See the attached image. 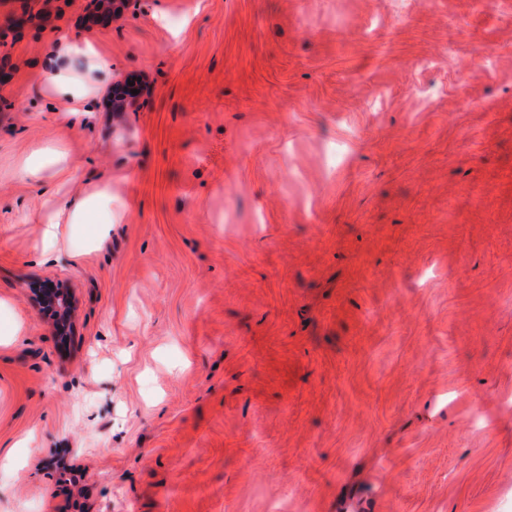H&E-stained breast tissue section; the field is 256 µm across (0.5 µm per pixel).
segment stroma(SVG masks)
<instances>
[{"label": "stroma", "instance_id": "35a3bbf8", "mask_svg": "<svg viewBox=\"0 0 512 512\" xmlns=\"http://www.w3.org/2000/svg\"><path fill=\"white\" fill-rule=\"evenodd\" d=\"M93 2L0 49V512H512V0ZM62 33L127 112L55 121ZM51 141L119 209L56 264Z\"/></svg>", "mask_w": 512, "mask_h": 512}]
</instances>
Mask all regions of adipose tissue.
Returning <instances> with one entry per match:
<instances>
[{
	"instance_id": "adipose-tissue-1",
	"label": "adipose tissue",
	"mask_w": 512,
	"mask_h": 512,
	"mask_svg": "<svg viewBox=\"0 0 512 512\" xmlns=\"http://www.w3.org/2000/svg\"><path fill=\"white\" fill-rule=\"evenodd\" d=\"M85 58L91 68L111 69L112 63L97 51L94 44L79 46L65 39L55 41L45 62V89L53 97L77 102L82 114H90L86 101L91 95V77L75 78L69 64ZM66 154L56 144L34 149L21 158L19 172L28 178L52 184L54 195L42 200L38 213L39 247L51 257H73L79 245L103 234L112 223V185L103 183L80 195H71L72 181L65 165Z\"/></svg>"
}]
</instances>
